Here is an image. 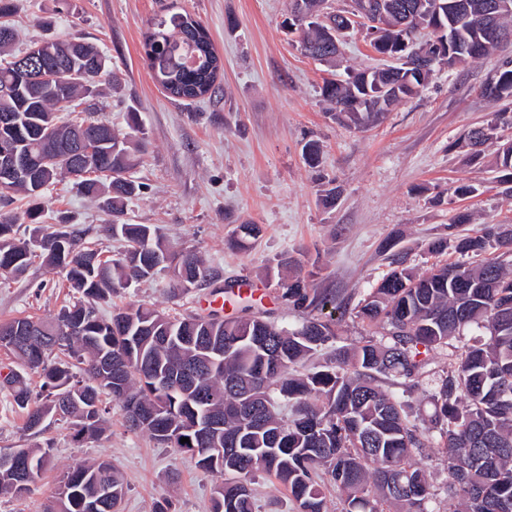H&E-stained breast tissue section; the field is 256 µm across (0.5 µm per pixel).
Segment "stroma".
<instances>
[{"instance_id":"35a3bbf8","label":"stroma","mask_w":512,"mask_h":512,"mask_svg":"<svg viewBox=\"0 0 512 512\" xmlns=\"http://www.w3.org/2000/svg\"><path fill=\"white\" fill-rule=\"evenodd\" d=\"M188 12L208 29L223 62L221 90L193 103L168 97L152 79L143 50L152 22L167 12ZM291 0H17L9 17L21 45L45 37L77 35L95 44L112 61L121 81L117 89L87 101L91 121H107L127 132L136 112L149 145L134 169L142 193L128 201L124 218L153 224L173 247L193 245L217 269L231 291L197 288L170 299L168 280H156L118 293L102 304L140 305L180 313L210 310L223 299V315H263L285 326L302 321L280 297L278 265L300 259L316 287L336 294L332 311L339 346L349 347L373 329L355 311L390 271L393 253L424 272L439 263L429 253L439 237L464 235L484 224H512V193L498 182L494 150L469 161L461 146L469 129L485 124L498 110L479 89L503 63L512 61V43L478 62L454 70H435L417 96L391 108L384 121L362 131L333 118L320 87L324 66L304 57L286 20ZM50 21V29L38 20ZM365 29L350 33L340 46L335 74L378 66ZM320 147L319 164L303 158L308 141ZM475 186L455 197L460 183ZM337 193L327 208V190ZM43 220L68 217L82 237L103 255L123 251L125 242L108 237L107 216L79 196L70 181L58 182L43 200ZM471 223L456 227L459 211ZM262 225L253 247L239 251L229 242L239 224ZM70 297L61 277L41 264L0 278V321L16 316L49 317ZM44 438L53 452L31 492L22 498L0 495V512H47L59 481L72 465L109 461L124 478L121 512H209L215 481L194 458L159 447L147 434L126 430L120 407H113L101 439L76 443L66 424L51 423ZM24 430V417L0 393V451L37 444ZM446 450L435 444L413 457L431 483L433 512H457L444 486Z\"/></svg>"}]
</instances>
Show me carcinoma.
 Returning a JSON list of instances; mask_svg holds the SVG:
<instances>
[{"instance_id":"1","label":"carcinoma","mask_w":512,"mask_h":512,"mask_svg":"<svg viewBox=\"0 0 512 512\" xmlns=\"http://www.w3.org/2000/svg\"><path fill=\"white\" fill-rule=\"evenodd\" d=\"M325 0H293L294 11L315 14L314 23L296 28L301 51L322 63L336 62L338 50L327 32L349 9L320 11ZM439 15L446 28L454 66L487 57L498 47L480 25L488 0H394ZM392 17L388 28L370 40L374 52L409 32ZM0 143L23 157L51 155L56 161L32 170L0 189V277L22 273L34 260L62 277L73 301L48 319L14 317L0 323V349L39 374L41 392L31 395L23 372L0 382L25 411L26 431L41 435L46 421L70 426L77 442L98 440L106 432L112 404H119L126 427L147 433L158 446L196 459L199 469L216 479L211 512H257L253 481L275 476L297 505V512H327L325 482L341 494L340 512H431L433 499L426 474L412 462L414 454L435 442L446 448V494L463 512H512V225L486 226L453 244L440 238L431 251L453 247L460 254L498 255L477 266L437 265L417 274L408 268L389 272L363 299L357 317L381 328L352 351H337L320 369L296 373V367L338 338L336 323L315 314L336 301L332 292L314 287L301 274L280 283L281 297L305 314L296 327L260 315L226 319L209 312L172 315L139 306L115 309L107 317L99 305L112 294L168 273V294L175 299L220 280L198 248L173 249L153 224L123 220L128 200L142 184L126 177L136 168L148 141L136 113L130 132L119 133L103 122H85L60 114L62 97L83 100L100 94L102 79L117 85L108 56L78 37L47 41L70 45L73 53L57 58H29L31 72L55 70L56 93L24 78L14 52L16 31L0 22ZM145 55L157 62L158 86L181 101L212 96L222 65L206 29L191 16L174 13L152 24L144 38ZM430 72L408 63L349 72L326 81L322 96L333 116L356 126L378 122L395 104L417 95ZM482 96L501 104L486 124L465 135L471 156L496 147L499 182L512 183V63L496 70L481 87ZM85 175L74 181L78 192L111 217L106 231L126 243L117 258H102L84 245L74 225L62 217L41 224V199L57 181L69 177L75 161ZM29 202L24 213L33 225L18 234L16 213L7 210L14 195ZM261 234L258 224L240 225L232 244L245 250ZM37 237L41 244L30 246ZM32 328L25 353L5 341L15 326ZM484 329L448 363V371L428 382L433 412L428 423L411 422L405 393L426 377L428 354L453 337ZM109 355L119 381L100 369ZM390 380L403 387L397 395L382 388ZM289 416L280 417L279 409ZM208 417L222 422L217 440H205L198 426ZM186 438L188 442L181 443ZM226 449L213 461L209 449ZM45 442L23 449L41 475L51 456ZM19 476L0 468V494L21 497ZM52 512H118L125 485L106 460L76 464L64 473Z\"/></svg>"}]
</instances>
